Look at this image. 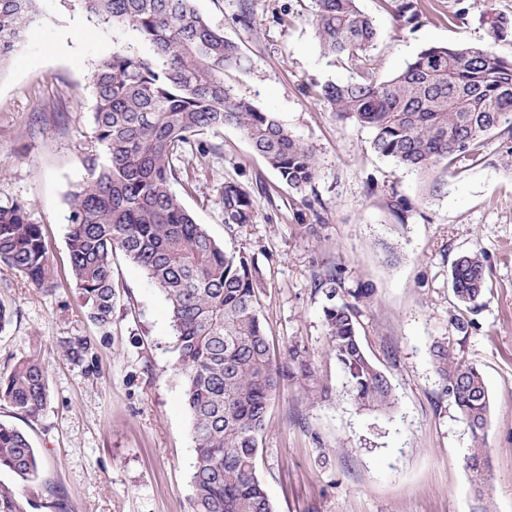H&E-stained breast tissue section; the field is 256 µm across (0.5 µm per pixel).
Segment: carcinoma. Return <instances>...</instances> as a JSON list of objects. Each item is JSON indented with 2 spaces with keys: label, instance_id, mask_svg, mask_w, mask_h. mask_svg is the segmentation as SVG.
<instances>
[{
  "label": "carcinoma",
  "instance_id": "carcinoma-1",
  "mask_svg": "<svg viewBox=\"0 0 512 512\" xmlns=\"http://www.w3.org/2000/svg\"><path fill=\"white\" fill-rule=\"evenodd\" d=\"M38 2L0 0V61L41 20ZM79 2L97 24L131 34L140 47L116 46L91 72L98 151L82 158L86 176L66 195L71 282L88 317L107 328L115 304L113 254L122 252L146 272L164 293L177 336L195 448L193 512H274L256 475L268 407L286 381H303L314 398H327L328 389L298 343L288 346L284 363L273 361L259 312L260 272L249 256L224 249L195 221L174 189L173 160L183 145L234 127L284 184L300 190L317 176L315 152L273 113L225 84L224 73L242 67L240 47L195 0ZM314 2L311 24L322 55L355 73L351 81L323 86L322 97L338 118L369 130L376 153L422 176L426 196L441 193L443 176L459 164L476 162L493 135L501 139L500 161L512 169V61L488 45L430 47L397 75L379 80L371 60L378 38L372 17L356 0ZM396 13L404 26L423 16L419 0H400ZM485 24L491 42L512 38V19L490 12ZM221 204L226 224L254 218L249 193L235 181L224 183ZM0 266L39 286L49 276L41 227L23 202L0 201ZM450 279L460 303H478L486 288L482 256L459 255ZM328 283L326 335L351 397L360 407L388 411L393 389L361 344L356 308L334 302L336 278ZM64 348L74 360L95 359L81 337ZM432 356L444 393L470 430L466 467L481 493L490 471V395L483 375L442 343ZM47 396L46 368L35 357L0 375V400L29 418L39 417ZM40 466L27 435L0 422V470L27 480ZM0 512H25L15 486L1 480Z\"/></svg>",
  "mask_w": 512,
  "mask_h": 512
}]
</instances>
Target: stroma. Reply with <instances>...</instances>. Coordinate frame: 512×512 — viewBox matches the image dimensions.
<instances>
[{
	"instance_id": "1",
	"label": "stroma",
	"mask_w": 512,
	"mask_h": 512,
	"mask_svg": "<svg viewBox=\"0 0 512 512\" xmlns=\"http://www.w3.org/2000/svg\"><path fill=\"white\" fill-rule=\"evenodd\" d=\"M251 2L247 29L239 0L196 5L241 48L244 66L226 72V83L313 147L318 176L290 189L232 127L186 145L175 166L196 221L255 260L273 359L301 344L329 389L314 400L288 382L268 409L256 474L274 512H512V171L497 157V140L483 162L424 198L416 173L375 153L368 131L337 118L321 97L326 83L351 74L321 54L312 0ZM395 5L358 0L379 28L371 55L381 80L425 48L489 43L487 12L512 18V0H422L424 16L412 28L397 21ZM39 10L43 22L0 65V200L27 203L52 280L41 288L0 268V304L11 314L0 329V373L38 357L48 398L35 420L2 400L0 421L28 435L43 465L35 479L1 471L0 480L16 483L27 512H191V418L163 294L114 254L116 305L104 330L70 283L66 194L85 175L81 154L94 147L90 70L111 54L115 36L88 21L78 0H39ZM228 180L249 192L252 223L225 224ZM395 194L411 208L406 221L389 207ZM474 251L484 256L487 292L466 308L450 269ZM330 274L393 387L392 411L359 408L348 394L323 321ZM457 320L466 333L454 330ZM75 337L96 347V373L65 355ZM437 342L475 364L489 390L491 469L482 495L465 468L470 431L433 368Z\"/></svg>"
}]
</instances>
